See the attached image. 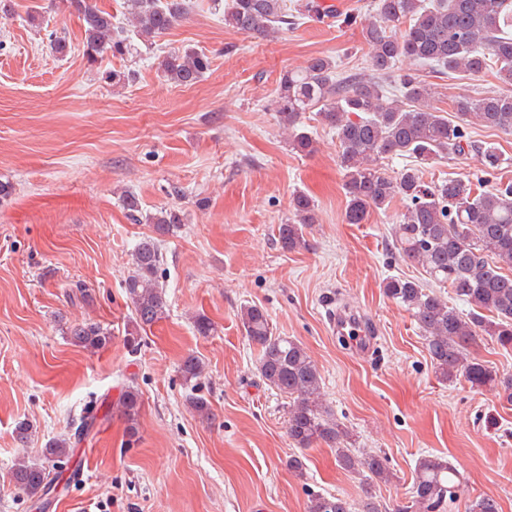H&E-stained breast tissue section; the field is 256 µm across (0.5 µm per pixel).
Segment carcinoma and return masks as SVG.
Returning <instances> with one entry per match:
<instances>
[{
    "label": "carcinoma",
    "instance_id": "obj_1",
    "mask_svg": "<svg viewBox=\"0 0 512 512\" xmlns=\"http://www.w3.org/2000/svg\"><path fill=\"white\" fill-rule=\"evenodd\" d=\"M81 22L84 56L94 62L109 52L130 54L125 28L95 0H66ZM132 26L144 41L166 34L187 14L186 0H128ZM377 17L362 25L370 49V72L343 76L333 61L316 56L301 71L280 78L273 100L280 122L289 129V147L300 155L316 151V141L300 126L303 113L318 108L319 121L334 130L339 144L346 219L362 223L371 210L385 211L399 196L406 211L394 227L396 244L407 259L420 265L435 282L448 285L456 297L470 305L463 313L426 290L419 281L389 277L383 283L387 298L409 311L422 331L431 364L440 379L464 380L470 388L490 390L512 402V375H501L471 351L476 339L490 336L503 348H512V182L490 183L505 159L497 147L472 139L468 126L479 123L512 133V93L462 96L455 100L459 122L452 123L438 109L422 102L431 88L411 71L395 73L400 58L441 70L476 76L496 66L504 83L512 85V4L507 0H375ZM409 23L401 37L393 24ZM224 24L247 36L266 37L290 26L284 0H229ZM211 59L194 50L169 53L160 63L167 79L181 86L197 84L210 70ZM393 79L397 93L389 96L383 81ZM481 154L485 176L475 181L449 178L430 184L420 165L434 157ZM406 156L413 163L388 177L378 161ZM293 219L278 229L284 251L308 246L305 227L315 223L314 203L304 193L293 196ZM153 234L141 238L132 252V269L123 288L133 307L132 328L126 343L136 347L140 332L162 321L167 300L158 272L163 262L161 243L182 218L177 210H164L148 218ZM239 319L249 340L260 347L258 371L267 384L290 398L288 437L301 451L325 445L332 449L341 469L365 478L362 512H382L371 487L392 481L394 474L376 453L348 448L351 432L323 405L322 378L317 365L297 340L277 336L265 311L257 305L240 307ZM70 341L86 350L106 347L112 337L96 322L68 329ZM190 387L189 404L209 416L208 401L195 394L202 362L187 356L180 367ZM141 395L133 386L122 392L117 410L125 420L127 444L135 442ZM71 441L53 438L42 449L41 460H20L8 476L15 489L30 499L47 494L46 467H64L71 459ZM288 472L302 479L305 456L295 453L285 462ZM415 477L407 505L398 512H448L461 495V474L447 458L423 455L416 460ZM468 512H498L489 496L469 501ZM307 512H351L347 500L331 493H311Z\"/></svg>",
    "mask_w": 512,
    "mask_h": 512
}]
</instances>
